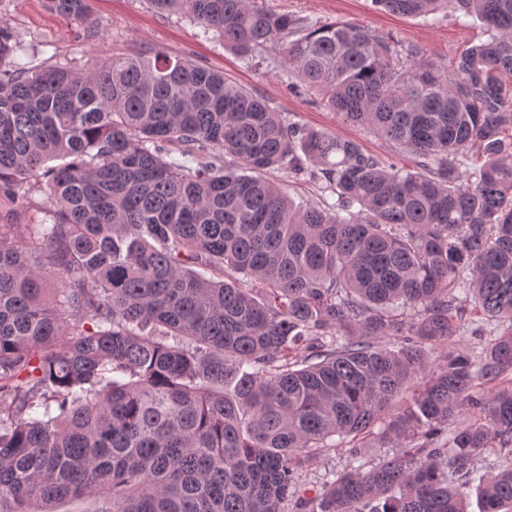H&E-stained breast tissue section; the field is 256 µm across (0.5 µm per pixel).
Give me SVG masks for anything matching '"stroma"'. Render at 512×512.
<instances>
[{
    "label": "stroma",
    "mask_w": 512,
    "mask_h": 512,
    "mask_svg": "<svg viewBox=\"0 0 512 512\" xmlns=\"http://www.w3.org/2000/svg\"><path fill=\"white\" fill-rule=\"evenodd\" d=\"M277 12H289L311 20L344 21L367 28L375 35L388 33L421 47L427 57L452 59L484 38V24L474 16L439 22L425 17H408L376 9L372 0H263ZM93 18L99 22V37L83 38L77 20L49 11L44 0H0V25L12 29L20 41L16 58L41 64L48 54L57 60L78 64L101 61L115 54H136L160 48L186 58L194 65L223 72L225 77L246 87L281 112L293 114L301 124L343 138L359 141L371 153L409 166L413 158L370 134L362 127L337 121L334 112L309 97L291 93L277 70L246 63L224 48L214 33L188 17L160 13L148 0H88ZM350 456L340 448L314 454L302 474L306 496H313L324 481L348 468Z\"/></svg>",
    "instance_id": "obj_1"
}]
</instances>
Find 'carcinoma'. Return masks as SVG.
<instances>
[{"label": "carcinoma", "mask_w": 512, "mask_h": 512, "mask_svg": "<svg viewBox=\"0 0 512 512\" xmlns=\"http://www.w3.org/2000/svg\"><path fill=\"white\" fill-rule=\"evenodd\" d=\"M373 2L486 39L435 61L255 0H149L257 66L281 46L288 90L411 169L164 50L31 66L0 27V193L44 195L0 224V512H470L473 488L512 512V467L478 466L512 447V0ZM46 3L98 37L87 0ZM462 294L497 326L478 356L449 346ZM323 448L394 452L300 498ZM271 176L284 183L286 190L297 203L316 201L322 194L320 182H314L308 179L296 180L294 178H289L288 173L285 171L273 172L271 173Z\"/></svg>", "instance_id": "1"}]
</instances>
